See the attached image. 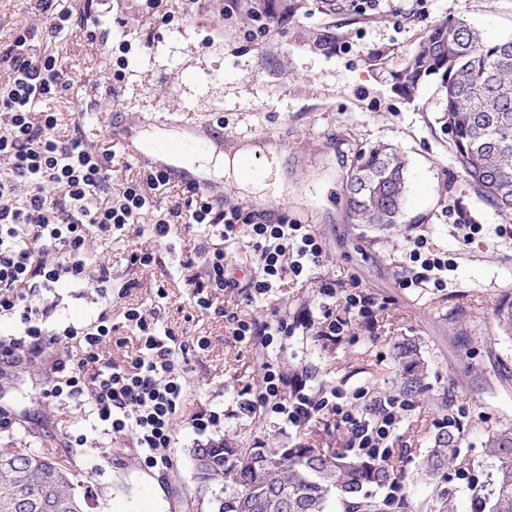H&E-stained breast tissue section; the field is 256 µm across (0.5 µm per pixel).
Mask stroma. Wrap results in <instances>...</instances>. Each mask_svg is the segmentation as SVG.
Returning <instances> with one entry per match:
<instances>
[{
	"label": "stroma",
	"instance_id": "1",
	"mask_svg": "<svg viewBox=\"0 0 512 512\" xmlns=\"http://www.w3.org/2000/svg\"><path fill=\"white\" fill-rule=\"evenodd\" d=\"M72 0L90 9L92 32L75 30L59 49L71 78L52 102L63 130L80 125L91 144L111 148L112 188L137 177L140 164L114 143L112 129L134 140L155 129L177 134L205 124L221 130L216 150L248 147L259 153L264 176L256 202L251 188L231 176L211 178L214 196L270 219L287 217L311 225L325 246L321 267L300 280H285L262 303L244 294L215 295V307L249 319L271 315L300 320L316 311L319 288L333 281L337 294L351 283L380 303L377 326L352 324L341 342L323 344L315 334L293 336L284 349H261L232 336L223 318L202 310L187 282L203 273L207 252L184 225H174L170 244L154 243L153 213L139 220V233L114 234L93 244L89 259L112 263V321L118 339L108 350L123 361L137 347L123 325L127 308L160 307L161 322L186 346L184 397L174 422L168 465L150 466L132 435H106L90 413L42 399L45 366L25 363L0 384V405L26 414L10 447L66 456L90 512H212V490L201 487L188 455L213 441L247 449L262 441L285 448L313 440L344 450L340 430L313 421L305 430L273 414L224 417L238 392L257 386L261 365L280 361L285 372L305 367L312 392L331 390L359 406L400 395L393 345L413 342L426 367L424 392L409 395L392 436L389 463L404 486L393 501L389 488H372L383 512H435L454 496L462 512H479L491 488L492 463L484 452L489 432L512 426V338L503 335L494 310L512 295V215L499 212L461 174L448 137L436 123L434 83L414 101L397 91L396 78L433 26L462 22L491 40L512 37V0ZM171 23H164V16ZM43 17L33 0H0V44L22 29L40 30ZM127 65L113 82L117 57ZM379 144L396 147L408 163V191L399 224H360L346 202V183L361 155ZM464 207L480 226L455 223ZM425 235L445 253V287L426 283L400 287L406 276L409 240ZM154 248L161 265L127 266L130 251ZM191 267H182L185 256ZM134 288H127V281ZM221 412L218 425L194 428L197 414ZM459 422L469 469L448 471L434 481L417 470L437 432ZM80 447H70L75 436Z\"/></svg>",
	"mask_w": 512,
	"mask_h": 512
}]
</instances>
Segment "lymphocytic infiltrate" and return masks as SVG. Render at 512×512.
Listing matches in <instances>:
<instances>
[{
  "label": "lymphocytic infiltrate",
  "instance_id": "f902f5d3",
  "mask_svg": "<svg viewBox=\"0 0 512 512\" xmlns=\"http://www.w3.org/2000/svg\"><path fill=\"white\" fill-rule=\"evenodd\" d=\"M45 16L41 28L42 52H34L28 32L16 33L0 49V65H7V81L0 82V323L10 326L0 338V369L18 360L48 358L43 398L75 407H89L108 435L131 433L149 464L166 461L173 425L184 395L182 356L178 343L163 327L158 309L128 308L127 328L138 346L122 363L101 358L112 340V263L90 265L87 255L93 238L108 239L132 230L141 215L153 212L151 235L168 240L173 225L182 224L194 236L210 243L203 275L189 280L196 303L210 309V293L248 289L249 299L266 295L285 277H301L324 258L320 237L308 224L287 220L269 223L240 209H224L200 192L183 205L165 208L144 193V185L169 183L167 173L151 169L130 181L120 192L112 190V157L97 151L80 128L61 134L51 102L68 89L69 79L57 44L74 28H89L91 12L75 15L70 0H36ZM247 238L256 269L237 274L228 248ZM409 258L416 268L402 285L425 282L444 287L445 256L430 251L428 240L410 241ZM64 288L93 289L100 301L88 320H65L58 311ZM318 318L291 323L278 317L264 322L225 313L236 338L258 340L269 348L275 339L294 336L297 328H316L320 339L339 341L351 320L373 325L375 302L363 292L346 297L343 312L330 300L336 289L324 284ZM46 357V356H45ZM258 387L246 386L237 401L239 413L264 410L285 417L303 429L323 416L346 433V446L358 455L387 460L388 442L405 403L390 398L380 407L361 410L354 403L316 397L307 392L299 373L285 374L274 362L263 365Z\"/></svg>",
  "mask_w": 512,
  "mask_h": 512
}]
</instances>
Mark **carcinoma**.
<instances>
[{"label":"carcinoma","instance_id":"1","mask_svg":"<svg viewBox=\"0 0 512 512\" xmlns=\"http://www.w3.org/2000/svg\"><path fill=\"white\" fill-rule=\"evenodd\" d=\"M439 80L442 130L459 169L476 191L505 214L512 213V38L490 41L463 23L444 21L419 43L398 78V91L411 100L429 78ZM407 164L396 151L377 147L362 155L347 184V201L362 224H395L404 207ZM496 319L512 335V300L498 303ZM401 390L422 388L424 366L417 349L397 344ZM459 429L450 425L434 438L419 468L433 480L468 462ZM494 490L482 512H512V428L488 434ZM195 479L215 486L213 512H329L331 499L347 512H380L369 486H385L394 472L369 456L348 457L299 442L289 448L257 446L241 453L225 443L189 450ZM69 462L16 448L0 447V512H88Z\"/></svg>","mask_w":512,"mask_h":512}]
</instances>
